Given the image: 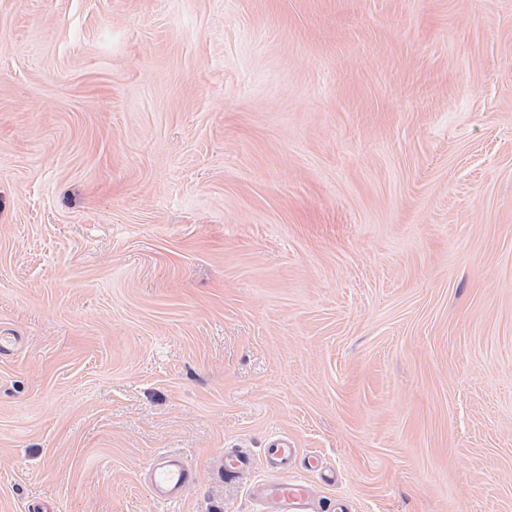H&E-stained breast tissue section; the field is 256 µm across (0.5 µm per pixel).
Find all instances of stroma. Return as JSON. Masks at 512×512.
Masks as SVG:
<instances>
[{"label":"stroma","mask_w":512,"mask_h":512,"mask_svg":"<svg viewBox=\"0 0 512 512\" xmlns=\"http://www.w3.org/2000/svg\"><path fill=\"white\" fill-rule=\"evenodd\" d=\"M0 512H512V0H0ZM298 455V448H291L288 440L279 437L274 438L266 448H262V457L287 474L288 470L294 467ZM256 467L254 456L245 451L228 452L224 454L221 462L220 473L227 480L239 479L251 474ZM145 480L153 498L175 510L195 483V472L183 459L160 453L148 466ZM256 495L275 504L276 512H317L316 498L311 484L299 476H288L256 488Z\"/></svg>","instance_id":"1"}]
</instances>
